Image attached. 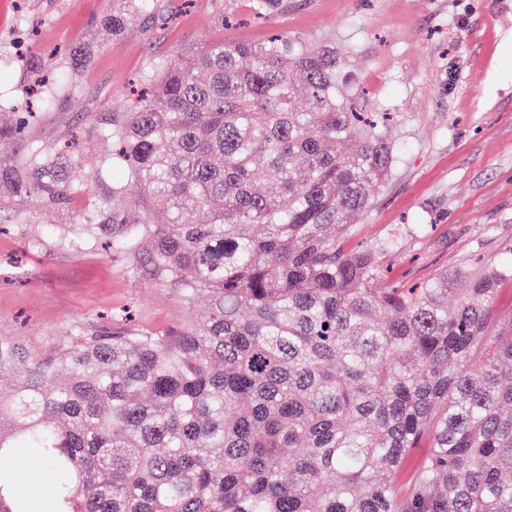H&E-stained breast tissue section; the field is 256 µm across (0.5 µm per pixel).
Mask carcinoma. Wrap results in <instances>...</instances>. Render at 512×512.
I'll use <instances>...</instances> for the list:
<instances>
[{
    "label": "carcinoma",
    "instance_id": "carcinoma-1",
    "mask_svg": "<svg viewBox=\"0 0 512 512\" xmlns=\"http://www.w3.org/2000/svg\"><path fill=\"white\" fill-rule=\"evenodd\" d=\"M121 2L99 21L114 36L163 18ZM338 69L285 34L159 58L127 111L85 122L108 160L85 182L27 113L0 121V208L88 193L76 223L183 305L210 300L51 354L0 337V512H29L4 492L19 448L56 471L39 494L64 512H512V262L478 260L460 292L446 270L383 274L388 243L345 248L394 151L340 101Z\"/></svg>",
    "mask_w": 512,
    "mask_h": 512
}]
</instances>
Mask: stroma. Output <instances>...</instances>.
I'll return each mask as SVG.
<instances>
[{
    "mask_svg": "<svg viewBox=\"0 0 512 512\" xmlns=\"http://www.w3.org/2000/svg\"><path fill=\"white\" fill-rule=\"evenodd\" d=\"M286 14L237 28L219 26L213 0H163L166 26L139 22L121 35L97 31L117 0H0V100L25 109L26 61L49 60L53 104L30 131L46 147L69 140L93 112H123L127 83L152 62L214 41L259 42L280 31L309 48H334L357 108L392 112L393 173L355 220L346 247L396 238L383 263L423 279L454 275L481 255L512 258V0H288ZM96 35L101 46L78 69L61 70V50ZM84 199L46 211L33 203L0 210V337L39 352L73 329L122 326L160 332L206 315L177 295L131 276L122 250L82 242Z\"/></svg>",
    "mask_w": 512,
    "mask_h": 512,
    "instance_id": "1",
    "label": "stroma"
}]
</instances>
